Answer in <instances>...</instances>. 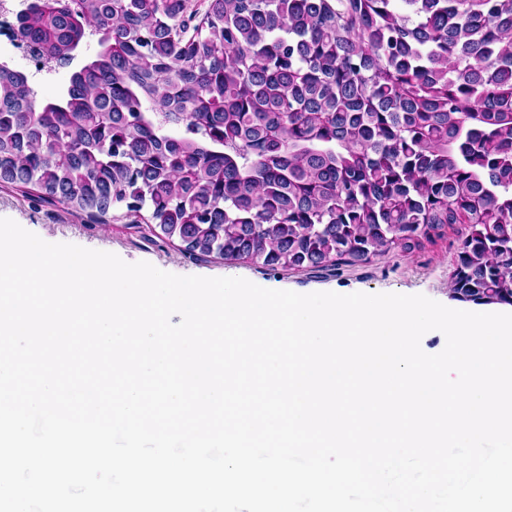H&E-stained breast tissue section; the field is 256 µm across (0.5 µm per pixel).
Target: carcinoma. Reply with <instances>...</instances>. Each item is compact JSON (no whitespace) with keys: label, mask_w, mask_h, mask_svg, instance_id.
<instances>
[{"label":"carcinoma","mask_w":512,"mask_h":512,"mask_svg":"<svg viewBox=\"0 0 512 512\" xmlns=\"http://www.w3.org/2000/svg\"><path fill=\"white\" fill-rule=\"evenodd\" d=\"M35 0L0 62V185L191 255L355 265L466 225L449 288L512 305V0ZM96 42H89L84 45L78 52L77 59L73 62L70 67L61 68L58 66H52V71L46 76H36L26 66V64L19 58L15 53L13 55V62L10 64L26 71L29 75L31 82L39 88L41 94L44 97H51L56 95L58 89L68 80L70 70L77 66L83 59L94 55L97 50Z\"/></svg>","instance_id":"carcinoma-1"}]
</instances>
